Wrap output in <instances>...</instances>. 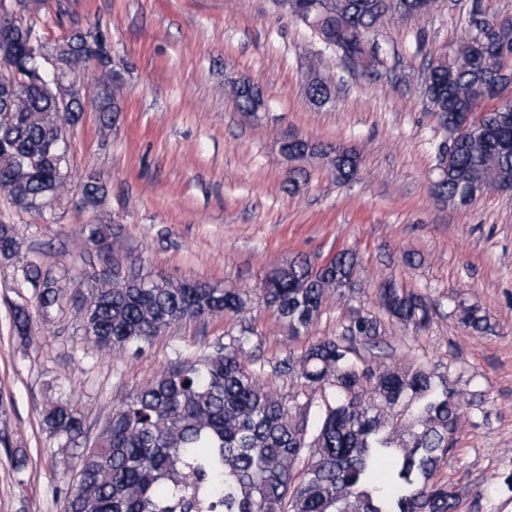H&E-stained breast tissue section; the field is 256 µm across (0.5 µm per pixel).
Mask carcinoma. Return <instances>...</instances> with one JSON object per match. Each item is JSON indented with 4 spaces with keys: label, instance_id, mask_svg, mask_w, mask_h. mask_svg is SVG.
Listing matches in <instances>:
<instances>
[{
    "label": "carcinoma",
    "instance_id": "1",
    "mask_svg": "<svg viewBox=\"0 0 512 512\" xmlns=\"http://www.w3.org/2000/svg\"><path fill=\"white\" fill-rule=\"evenodd\" d=\"M308 27L324 46L313 56L305 83L309 101L323 107L333 95L328 42L357 58L377 61L362 35L386 18L428 15L436 0H330ZM32 25L18 18L0 30V58L18 67L13 83L0 81V191L24 209H41L72 190L69 156L56 142L76 126L87 107L119 111L121 72L112 68L106 35L75 31L45 53L88 79L89 98L71 86L34 71L28 42ZM100 66L91 69L92 51ZM426 67L441 83L429 98L430 112H484L480 123L448 145L439 197L465 206L469 196L504 188L512 181V26H499L483 10L469 16L461 37L429 54ZM241 112L264 103L260 89L230 85ZM67 101L70 110L59 111ZM329 159L333 175L350 181L359 155L346 149L320 150L305 139L288 144V160ZM79 190L97 205L105 195L90 176ZM120 228L89 226L87 241L112 263L93 276L94 285L72 296L74 318L84 335L112 352L143 344L167 329L224 314L241 316L257 304L272 310L292 338L310 335L332 298L345 302L360 293L353 274L355 253L342 251L315 267L294 258L269 272L264 287L221 288L206 281H172L128 267L112 257ZM20 231L0 222V262L14 260ZM48 318L61 309L63 286L35 262L22 267ZM382 319L364 304L350 308L340 333L308 344L300 354L272 352L271 373L291 383L288 400L265 390L262 373L245 365L244 338L214 343L195 358L177 359L146 385L113 407L92 444L83 442L84 414L59 400L42 414L45 428L62 448L78 450L76 475L63 482L65 512H458L468 491L448 484V454L457 442L466 391L448 370L415 360L376 368L368 358L385 354L387 323L429 329L435 305L425 296L388 280L378 289ZM12 330L28 340L31 314L14 305ZM452 315L474 332L490 329L478 305L458 301Z\"/></svg>",
    "mask_w": 512,
    "mask_h": 512
}]
</instances>
